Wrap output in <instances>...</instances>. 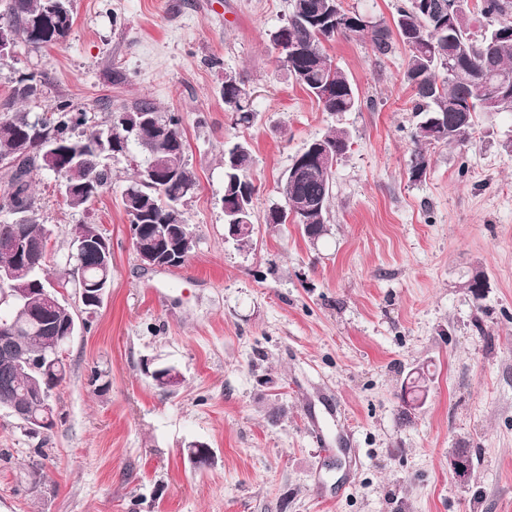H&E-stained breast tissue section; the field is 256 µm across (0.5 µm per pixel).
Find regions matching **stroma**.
Instances as JSON below:
<instances>
[{"label":"stroma","instance_id":"35a3bbf8","mask_svg":"<svg viewBox=\"0 0 512 512\" xmlns=\"http://www.w3.org/2000/svg\"><path fill=\"white\" fill-rule=\"evenodd\" d=\"M70 10L64 41L0 62V99L33 72L41 112L64 96L98 123L106 105L146 97L179 115L197 178L185 206L195 245L178 268L140 265L122 205L137 149L110 160L111 186L82 210L40 174L62 297L81 309L67 281L76 224L110 240L112 284L65 351L55 427L33 436L0 410V512H512V114L479 113L470 143L431 149L413 182L401 42L384 56L366 36L324 42L374 102L336 115L270 42L290 0ZM228 73L250 95V122L224 109ZM339 126L353 139L333 171L324 237L266 223L293 157ZM237 139L251 145L257 187L247 252L224 238L222 153ZM479 271L477 301L467 284ZM148 358L177 365L183 383L157 387ZM422 366L427 398L402 418V385ZM194 441L212 449L209 467L190 462ZM454 448L473 458L469 482L451 473Z\"/></svg>","mask_w":512,"mask_h":512}]
</instances>
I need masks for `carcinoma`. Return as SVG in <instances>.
<instances>
[{"label": "carcinoma", "instance_id": "obj_1", "mask_svg": "<svg viewBox=\"0 0 512 512\" xmlns=\"http://www.w3.org/2000/svg\"><path fill=\"white\" fill-rule=\"evenodd\" d=\"M10 19L17 45L30 50L61 42L72 25L69 0H13ZM448 3V0H403L397 9L393 25L370 22L356 12H349L341 26L336 25V0H291V10L283 28L288 37L305 45L306 52L283 61V67L295 82L313 97L323 111L330 113L354 112L361 107L356 86L348 74L332 65L323 51V42L338 36L367 34L376 52L386 54L393 40H400L408 47L405 78L415 91L412 112L420 116L413 133V157L409 168L410 180L418 181L427 175L428 150L436 145H465L470 138L474 116L478 112H512V89L505 94L497 93L501 79L512 83V0H476L473 8L467 0L455 6L453 25L439 24L433 17L418 9V3ZM487 21L483 42L471 39L470 26L473 16ZM30 80H41L32 73L15 79L9 95L0 102V158L12 161L10 167L0 170V237H11L18 232L30 238L43 234L39 207L34 194L35 177L43 167L42 151L38 144L29 142L24 129L33 120L44 123L48 134L77 150L82 143L99 135H106L118 112H109L101 124H89L85 112H76L72 103L62 99L52 112L33 113L30 104L40 91L22 86ZM224 105L243 122L250 121V101L242 83L233 75L224 76ZM122 113L135 115L147 113L155 122L165 127L179 128L175 116H164L154 102L141 99L122 108ZM351 134L345 128H336L320 139L324 145L336 151L341 159L350 146ZM136 144L145 156L144 165L137 168L125 187L122 196L140 197L144 200L145 216L130 222L131 232L145 239H156L160 214L165 212L166 200L187 201L191 194L187 188L197 187L196 178L185 159L179 160L176 176L160 185L142 182L145 166L164 157L156 141V127L142 129L139 135L128 140ZM238 154L237 165L224 166V209L234 211L244 196H252L255 186L248 178L252 164L251 146L245 141L224 144V155ZM55 177L69 178L76 182H88L106 189L112 183V171L103 158L92 152H81L77 170L57 173ZM332 192V171L316 164L308 166L302 177L291 186L295 210L286 206L273 207L265 217L267 224H299L307 238H320L327 232L325 214ZM25 209L32 213L26 224L13 221V211ZM102 233L92 224H76L72 227V239L94 241ZM35 267L28 276L32 291L26 298L37 321L45 320L62 329L71 309L68 306L54 312H43L40 306L41 289L50 287L47 264L34 260ZM83 278L94 281L102 274L103 258L95 250H86L79 260ZM21 338L32 355L37 356L50 348L47 336L36 326L22 329ZM42 392L50 393L65 378V371L35 375ZM34 398L29 372L13 364L0 361V405L17 401L28 403Z\"/></svg>", "mask_w": 512, "mask_h": 512}]
</instances>
